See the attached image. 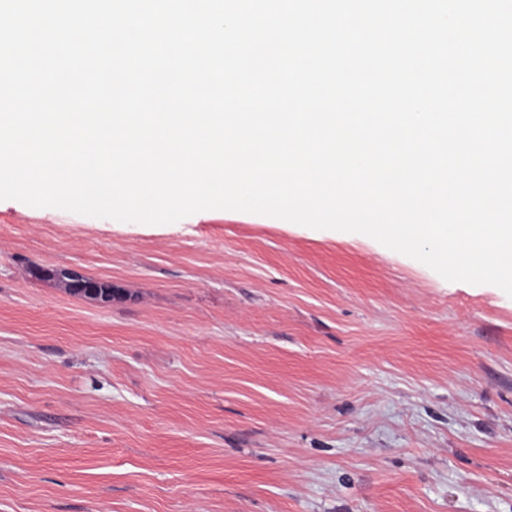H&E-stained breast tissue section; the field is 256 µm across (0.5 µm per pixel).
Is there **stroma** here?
<instances>
[{"label": "stroma", "instance_id": "1", "mask_svg": "<svg viewBox=\"0 0 512 512\" xmlns=\"http://www.w3.org/2000/svg\"><path fill=\"white\" fill-rule=\"evenodd\" d=\"M0 512H512V297L360 233L0 200Z\"/></svg>", "mask_w": 512, "mask_h": 512}]
</instances>
